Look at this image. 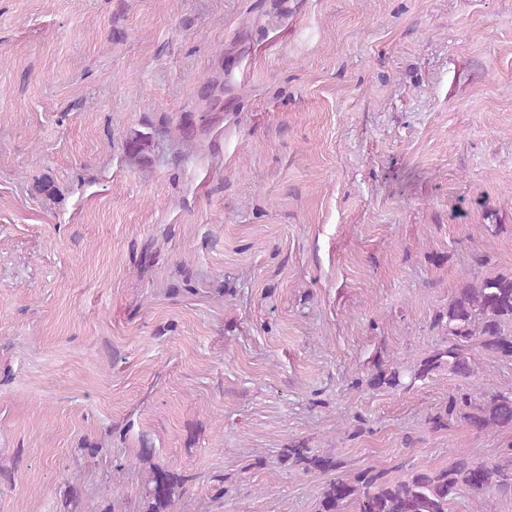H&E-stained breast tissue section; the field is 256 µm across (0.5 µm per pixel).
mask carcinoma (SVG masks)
I'll list each match as a JSON object with an SVG mask.
<instances>
[{"label": "carcinoma", "mask_w": 512, "mask_h": 512, "mask_svg": "<svg viewBox=\"0 0 512 512\" xmlns=\"http://www.w3.org/2000/svg\"><path fill=\"white\" fill-rule=\"evenodd\" d=\"M435 325L443 330L442 345L402 365L377 361L368 384L408 390L441 370L470 381L476 377L478 348L512 361V274L466 280L449 299L447 309L435 318ZM455 417L478 433L510 429L512 391L475 393L462 388L428 422L434 429H443ZM282 457L306 471L334 473L321 489L316 512H343L350 500L358 502L359 512H448L449 502L464 489L482 496L512 494L511 447L504 450L502 463L477 462L460 454L446 468L412 469L399 476L374 467L339 474L336 458L314 454L302 441L290 442ZM140 462L147 470L143 512H174L189 476L155 466L146 453L140 455Z\"/></svg>", "instance_id": "carcinoma-1"}]
</instances>
